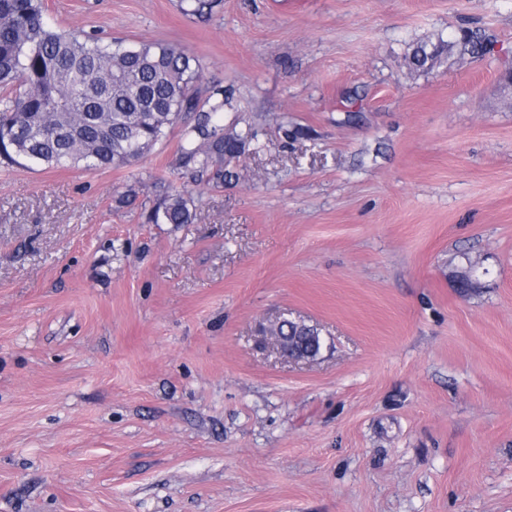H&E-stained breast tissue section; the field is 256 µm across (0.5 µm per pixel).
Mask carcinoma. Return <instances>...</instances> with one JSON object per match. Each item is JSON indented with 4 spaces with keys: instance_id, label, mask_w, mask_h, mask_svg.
<instances>
[{
    "instance_id": "1",
    "label": "carcinoma",
    "mask_w": 512,
    "mask_h": 512,
    "mask_svg": "<svg viewBox=\"0 0 512 512\" xmlns=\"http://www.w3.org/2000/svg\"><path fill=\"white\" fill-rule=\"evenodd\" d=\"M214 0H180L204 17ZM444 45H420L415 69ZM229 97L206 87L199 60L166 41L112 39L50 25L42 0H0V163L33 167L120 168L144 158L179 121L181 162L195 181L222 182L255 139L226 133ZM152 224L193 222L191 195L169 185L147 215Z\"/></svg>"
}]
</instances>
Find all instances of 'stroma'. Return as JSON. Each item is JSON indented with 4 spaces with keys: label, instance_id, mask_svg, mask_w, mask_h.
I'll return each instance as SVG.
<instances>
[{
    "label": "stroma",
    "instance_id": "1",
    "mask_svg": "<svg viewBox=\"0 0 512 512\" xmlns=\"http://www.w3.org/2000/svg\"><path fill=\"white\" fill-rule=\"evenodd\" d=\"M43 3L196 55L257 139L190 224L145 220L179 124L125 168L0 165V512H512V0Z\"/></svg>",
    "mask_w": 512,
    "mask_h": 512
}]
</instances>
